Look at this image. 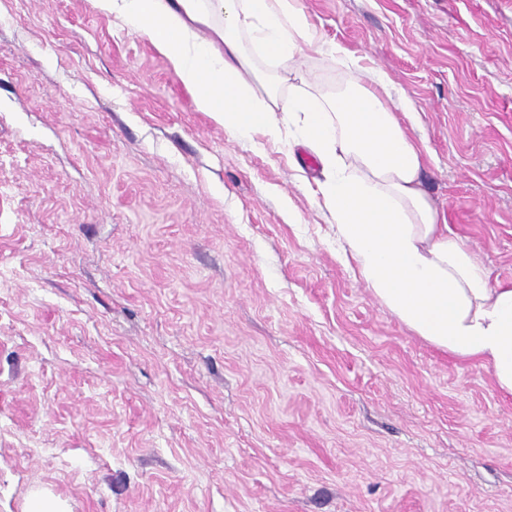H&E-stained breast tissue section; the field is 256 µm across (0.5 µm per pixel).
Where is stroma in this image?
Masks as SVG:
<instances>
[{
	"label": "stroma",
	"instance_id": "35a3bbf8",
	"mask_svg": "<svg viewBox=\"0 0 512 512\" xmlns=\"http://www.w3.org/2000/svg\"><path fill=\"white\" fill-rule=\"evenodd\" d=\"M416 108L512 281V0H300ZM299 146L233 140L96 0H0V512H512V398L338 259Z\"/></svg>",
	"mask_w": 512,
	"mask_h": 512
}]
</instances>
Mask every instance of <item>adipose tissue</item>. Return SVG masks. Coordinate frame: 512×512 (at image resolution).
Returning <instances> with one entry per match:
<instances>
[{
    "instance_id": "obj_1",
    "label": "adipose tissue",
    "mask_w": 512,
    "mask_h": 512,
    "mask_svg": "<svg viewBox=\"0 0 512 512\" xmlns=\"http://www.w3.org/2000/svg\"><path fill=\"white\" fill-rule=\"evenodd\" d=\"M98 2L167 56L231 137L310 149L341 262L414 335L479 364L512 397V283L492 282L424 192L428 148L406 126L416 109L385 73L322 97L290 83L310 51L358 65L320 41L299 0Z\"/></svg>"
}]
</instances>
